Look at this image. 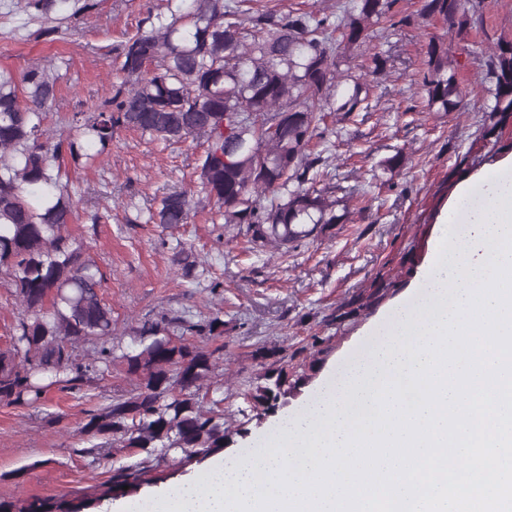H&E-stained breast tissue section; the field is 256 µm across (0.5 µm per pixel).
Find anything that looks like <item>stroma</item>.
I'll return each mask as SVG.
<instances>
[{"label":"stroma","mask_w":512,"mask_h":512,"mask_svg":"<svg viewBox=\"0 0 512 512\" xmlns=\"http://www.w3.org/2000/svg\"><path fill=\"white\" fill-rule=\"evenodd\" d=\"M486 3L483 26L470 28L451 48L464 93L458 112L423 109L419 72L429 37L448 32L441 19L419 18L420 0H399L397 8L411 16V24L374 30L369 48L390 56L388 76L372 88L368 111L311 144L312 152L328 157L326 180L351 214L298 248L274 252L251 242L245 231L212 223L200 207L184 224L147 223L165 194L197 190L199 141L164 142L123 129L100 164L73 171L79 216L68 231L106 276L102 293L112 308L114 336L128 345L144 320L174 312L197 322L220 312L227 346L207 397L223 399L232 414L245 407L241 393L258 372L251 353L259 344L296 348L314 335L329 340L308 383L290 398L291 412L312 402L341 365L369 354L376 333L409 299L427 265L458 184L512 155V121L492 136L481 135L482 110L490 102L485 51L498 38L512 40V0ZM164 10V0H96L93 9L66 17L65 38L54 39L37 37L40 20L17 13L13 0H0V69L19 73L33 60L65 56L68 78L51 118L96 108L117 81L111 48L134 34L147 13ZM395 155L398 166H389ZM97 208L108 209L109 220L83 223L81 213ZM178 242L203 264L200 280L183 277L173 264L171 248ZM380 272L397 279V287L361 315L328 323L337 303L369 289ZM213 281L219 284L214 292ZM136 382L117 369L104 378L89 376L71 390L49 386L35 404L0 403V500L80 497L114 468L136 462L130 449L89 451L79 433L88 413L128 395Z\"/></svg>","instance_id":"1"}]
</instances>
